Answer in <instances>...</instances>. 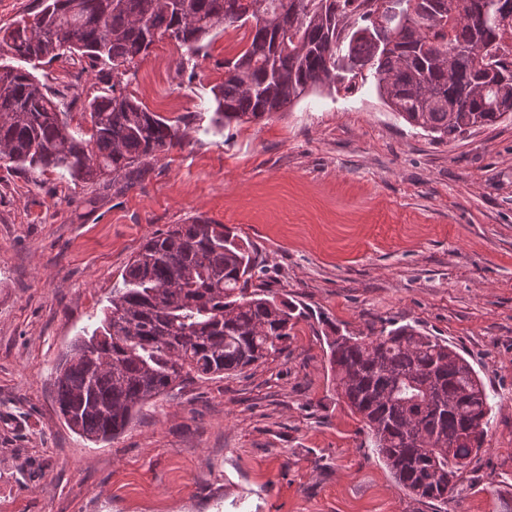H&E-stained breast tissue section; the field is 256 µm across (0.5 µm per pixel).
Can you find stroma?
<instances>
[{
    "instance_id": "obj_1",
    "label": "stroma",
    "mask_w": 512,
    "mask_h": 512,
    "mask_svg": "<svg viewBox=\"0 0 512 512\" xmlns=\"http://www.w3.org/2000/svg\"><path fill=\"white\" fill-rule=\"evenodd\" d=\"M244 45L229 27L131 64L123 93L189 128L127 191L0 162V512H438L397 485L326 357L331 330L393 323L448 342L489 396L448 512H512V118L440 141L370 80L214 127L212 89ZM47 73L108 86L77 60ZM198 217L253 245L254 286L303 309L288 349L87 441L54 404L59 358L145 240Z\"/></svg>"
}]
</instances>
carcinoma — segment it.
<instances>
[{"instance_id": "obj_1", "label": "carcinoma", "mask_w": 512, "mask_h": 512, "mask_svg": "<svg viewBox=\"0 0 512 512\" xmlns=\"http://www.w3.org/2000/svg\"><path fill=\"white\" fill-rule=\"evenodd\" d=\"M42 0L0 28L14 66L0 64V146L17 168L74 183L131 188L183 140L189 123L151 112L117 89L126 66L167 38L190 54L219 26H249L244 50L224 60L213 87L215 124L259 122L311 91H350L371 72L388 107L440 140L512 115V57L490 0H382L385 24L354 0ZM87 60L112 81L83 104L33 69ZM32 65V69L25 65ZM250 245L222 224L195 219L150 237L112 290L104 317L63 356L55 402L92 442L122 435L150 401L206 376L277 357L303 312L253 287ZM336 391L359 415L395 480L420 500L448 504L460 470L481 449L488 395L470 363L410 324L327 341Z\"/></svg>"}]
</instances>
